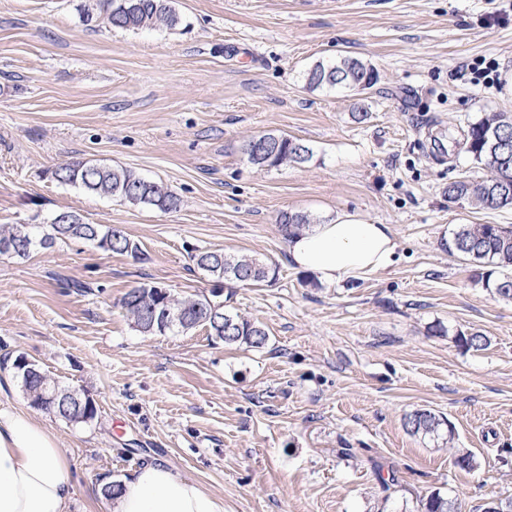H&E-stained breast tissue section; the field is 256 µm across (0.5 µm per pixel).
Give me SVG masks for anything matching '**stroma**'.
<instances>
[{
	"label": "stroma",
	"instance_id": "35a3bbf8",
	"mask_svg": "<svg viewBox=\"0 0 512 512\" xmlns=\"http://www.w3.org/2000/svg\"><path fill=\"white\" fill-rule=\"evenodd\" d=\"M95 3L0 0V225L47 234L71 212L140 248L59 240L0 257V400L33 409L13 369L22 354L96 404L86 424L46 419L69 458L71 512H110L105 486L151 460L224 512H423L434 491L481 512L512 497V302L476 284L451 245L460 224L512 228V209L446 194L483 174L462 130L512 113L506 0H172L179 26L137 32L84 20ZM343 55L372 64L376 85L306 86L309 66ZM480 57L499 62V87L471 82ZM266 133L301 139L312 159L248 164L246 144ZM76 160L132 169L180 204L58 182ZM285 211L391 225L397 258L322 284L289 260ZM208 249L275 277L212 279L191 260ZM152 282L217 295L268 345L227 347L201 326L140 333L120 300ZM474 333L485 348L456 340ZM417 409L447 418L452 440L407 433Z\"/></svg>",
	"mask_w": 512,
	"mask_h": 512
}]
</instances>
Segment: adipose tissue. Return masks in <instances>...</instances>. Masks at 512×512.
Returning a JSON list of instances; mask_svg holds the SVG:
<instances>
[{"label":"adipose tissue","mask_w":512,"mask_h":512,"mask_svg":"<svg viewBox=\"0 0 512 512\" xmlns=\"http://www.w3.org/2000/svg\"><path fill=\"white\" fill-rule=\"evenodd\" d=\"M397 242L387 224L348 216L310 225L288 241L293 265L327 284L382 271ZM73 496L66 451L34 415L0 402V512H69ZM111 512H224L221 501L163 462L136 469Z\"/></svg>","instance_id":"ef3b65f1"}]
</instances>
